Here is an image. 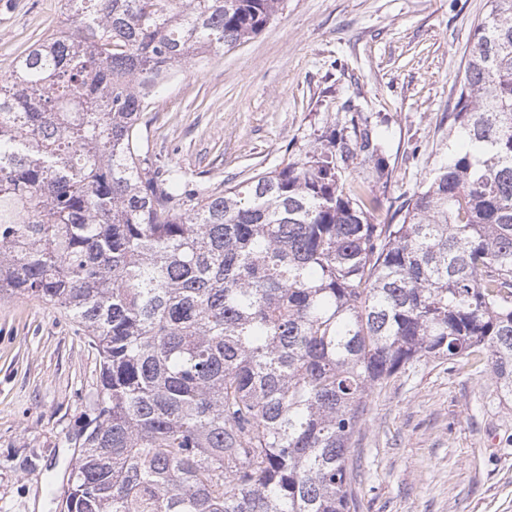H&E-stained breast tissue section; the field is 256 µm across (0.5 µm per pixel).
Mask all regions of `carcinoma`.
<instances>
[{"mask_svg":"<svg viewBox=\"0 0 512 512\" xmlns=\"http://www.w3.org/2000/svg\"><path fill=\"white\" fill-rule=\"evenodd\" d=\"M0 75V298L62 309L99 358L59 512H359L374 389L482 357L512 401V0L470 36L448 146L391 216L355 119L222 192L144 139L186 67L284 0H64Z\"/></svg>","mask_w":512,"mask_h":512,"instance_id":"carcinoma-1","label":"carcinoma"}]
</instances>
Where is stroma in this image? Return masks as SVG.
<instances>
[{"label": "stroma", "mask_w": 512, "mask_h": 512, "mask_svg": "<svg viewBox=\"0 0 512 512\" xmlns=\"http://www.w3.org/2000/svg\"><path fill=\"white\" fill-rule=\"evenodd\" d=\"M488 0H285L249 42L184 69L144 114L152 152L220 191L358 115L400 203L448 155V114ZM62 0H0V73L61 26ZM99 362L62 311L0 299V512H58ZM361 512H512V403L483 364L416 363L377 388L353 439Z\"/></svg>", "instance_id": "35a3bbf8"}]
</instances>
